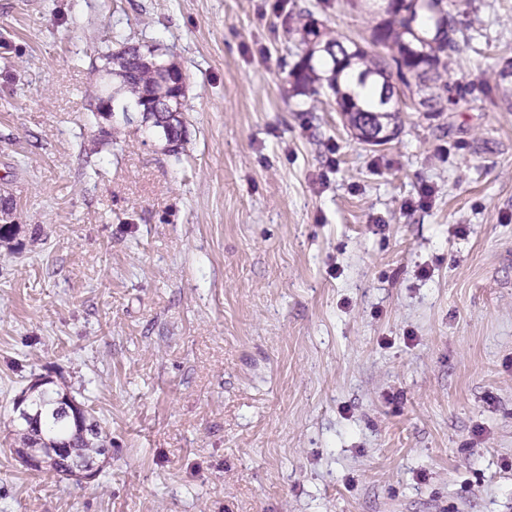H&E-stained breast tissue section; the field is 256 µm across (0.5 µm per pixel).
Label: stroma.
I'll use <instances>...</instances> for the list:
<instances>
[{"instance_id": "35a3bbf8", "label": "stroma", "mask_w": 512, "mask_h": 512, "mask_svg": "<svg viewBox=\"0 0 512 512\" xmlns=\"http://www.w3.org/2000/svg\"><path fill=\"white\" fill-rule=\"evenodd\" d=\"M369 8L0 0V512H512V0H453L458 103L382 146L287 79L299 10ZM126 41L185 73L179 153L96 110ZM37 375L94 480L19 462ZM50 382L53 381L47 377L42 376L36 377L30 382L28 388L15 399L13 411L16 413L17 418L23 422L30 423L33 426L38 425L40 419V410L35 411L34 408L27 406V397L30 393L31 386H44Z\"/></svg>"}]
</instances>
